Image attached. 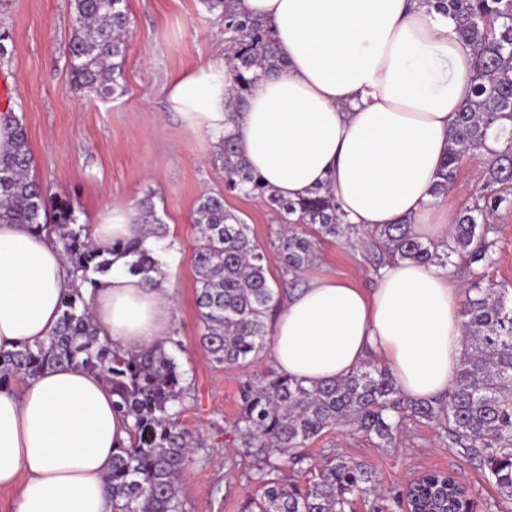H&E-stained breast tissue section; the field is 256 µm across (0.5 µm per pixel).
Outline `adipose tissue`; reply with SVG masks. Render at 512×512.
Returning a JSON list of instances; mask_svg holds the SVG:
<instances>
[{
  "label": "adipose tissue",
  "instance_id": "1",
  "mask_svg": "<svg viewBox=\"0 0 512 512\" xmlns=\"http://www.w3.org/2000/svg\"><path fill=\"white\" fill-rule=\"evenodd\" d=\"M233 6L267 23L284 67L261 74L237 112L227 109L235 84L223 63L181 71L166 86L168 111L213 139L235 134L250 168L279 196L298 200L328 186L358 232L406 220L417 235L447 239L453 215L432 187L474 75L453 20L430 0ZM89 234L100 247L117 239L158 245L133 204L98 214ZM73 285L48 237L0 224V348L46 340ZM171 292L168 277L131 275L119 258L86 300L101 338L134 352L173 329ZM461 293L448 270L408 261L385 263L369 292L311 279L283 306L272 361L308 387L376 362L407 399H439L462 353ZM112 400L100 377L77 366L0 390V491L12 493L11 512H112L105 479L132 424Z\"/></svg>",
  "mask_w": 512,
  "mask_h": 512
}]
</instances>
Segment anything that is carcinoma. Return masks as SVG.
<instances>
[{"instance_id": "carcinoma-1", "label": "carcinoma", "mask_w": 512, "mask_h": 512, "mask_svg": "<svg viewBox=\"0 0 512 512\" xmlns=\"http://www.w3.org/2000/svg\"><path fill=\"white\" fill-rule=\"evenodd\" d=\"M218 13L235 39L230 71L240 92L249 90L259 72L280 64L279 49L260 19L236 13L230 0H201ZM450 14L464 46L473 53L472 86L458 112L448 157L433 195L448 194L463 165L487 154L483 185L471 205L459 212L448 239L423 241L411 224H382L364 233L375 268L387 260L447 267L457 257L474 276L461 303L463 353L448 394L440 401H410L391 372L368 363L352 374L307 387L271 368L240 385V411L234 428L256 462L263 488L261 512H348L353 497L376 491L372 469L342 454L306 466L307 443L324 433L354 426L377 447L394 448L404 417L433 423L449 450L476 461L500 497L512 501V293L485 283L492 266L493 217L512 205V0H436ZM74 33L69 45L72 84L101 98L120 96L128 40L127 0H71ZM0 116L13 128L12 151L0 157V223L28 224L48 231L82 284L92 290L112 270V256L127 255L129 273H159L162 263L139 241L117 240L108 248L93 244L76 208L30 175L33 156L23 123L11 109ZM506 140L501 151L487 147L489 133ZM215 161L224 169L225 190L239 191L276 211L281 225L273 248L282 271L296 276L317 258L322 240L353 239L333 192L319 188L306 198L288 200L269 190L247 164L237 139L226 134ZM147 235L163 226L151 197L138 204ZM198 238L194 249L196 306L200 345L216 366H246L270 343V314L284 299L268 279L269 256L252 236L250 225L224 207V190L201 195L194 211ZM57 327L44 341L0 349V388L45 369L76 364L101 377L117 396L114 409L132 420L129 443L112 453L106 482L116 512H187L180 482L203 439L180 428L175 408L184 406L190 386L169 348L181 349L175 335L140 352H122L100 340L88 304L77 288L63 295ZM288 453L293 465L311 477L306 485L282 477L277 455ZM448 483V507H468V488L455 477Z\"/></svg>"}]
</instances>
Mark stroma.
<instances>
[{
	"label": "stroma",
	"instance_id": "35a3bbf8",
	"mask_svg": "<svg viewBox=\"0 0 512 512\" xmlns=\"http://www.w3.org/2000/svg\"><path fill=\"white\" fill-rule=\"evenodd\" d=\"M70 3L0 0V32L9 33L13 44L10 58L0 61V111L16 112L34 157L33 177L71 199L80 223L151 197L166 226L160 244L182 343L176 359L194 383V398L179 423L206 442L187 467L183 497L189 512H259L263 489L251 477V459L233 424L241 381L262 375L271 355L263 353L243 368H222L206 359L199 344L193 213L203 192L223 190L224 171L214 161L210 136L167 111L164 92L174 73L227 57L223 24L200 0H127L125 92L103 100L70 85ZM224 205L250 225L259 244L274 239L279 216L259 200L225 192ZM496 225L497 262L486 279L512 291V206L499 211ZM322 276L372 287L365 246L322 242L300 279ZM332 449L372 467L380 492L405 488L423 470H447L470 487L474 512H512L483 470L448 450L431 425L406 419L395 448L377 447L354 428L339 427L311 440L307 452L318 462Z\"/></svg>",
	"mask_w": 512,
	"mask_h": 512
}]
</instances>
